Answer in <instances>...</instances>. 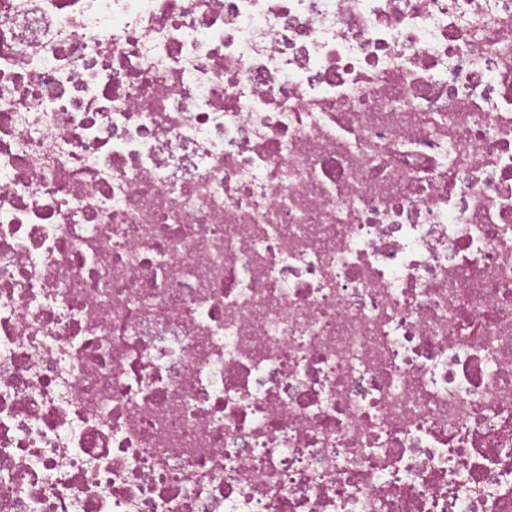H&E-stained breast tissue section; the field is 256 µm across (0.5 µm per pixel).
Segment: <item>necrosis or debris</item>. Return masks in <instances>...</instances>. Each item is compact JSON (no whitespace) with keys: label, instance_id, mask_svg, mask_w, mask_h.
<instances>
[{"label":"necrosis or debris","instance_id":"1","mask_svg":"<svg viewBox=\"0 0 512 512\" xmlns=\"http://www.w3.org/2000/svg\"><path fill=\"white\" fill-rule=\"evenodd\" d=\"M0 512H512V0H0Z\"/></svg>","mask_w":512,"mask_h":512}]
</instances>
